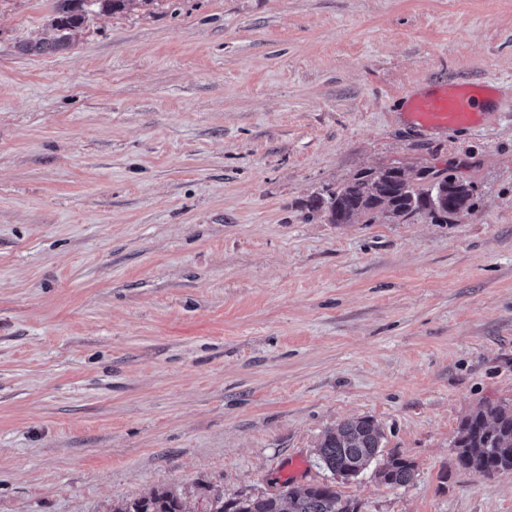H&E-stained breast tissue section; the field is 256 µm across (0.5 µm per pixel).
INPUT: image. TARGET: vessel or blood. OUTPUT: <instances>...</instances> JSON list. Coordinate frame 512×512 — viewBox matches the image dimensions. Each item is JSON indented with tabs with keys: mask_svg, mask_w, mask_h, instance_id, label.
Segmentation results:
<instances>
[{
	"mask_svg": "<svg viewBox=\"0 0 512 512\" xmlns=\"http://www.w3.org/2000/svg\"><path fill=\"white\" fill-rule=\"evenodd\" d=\"M493 90L488 81L444 82L435 89L410 96L409 117L425 128L476 130L497 110L491 102Z\"/></svg>",
	"mask_w": 512,
	"mask_h": 512,
	"instance_id": "obj_1",
	"label": "vessel or blood"
}]
</instances>
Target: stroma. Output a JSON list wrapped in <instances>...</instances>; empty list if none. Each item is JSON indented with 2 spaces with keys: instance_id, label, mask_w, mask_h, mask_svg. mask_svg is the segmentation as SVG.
<instances>
[{
  "instance_id": "1",
  "label": "stroma",
  "mask_w": 512,
  "mask_h": 512,
  "mask_svg": "<svg viewBox=\"0 0 512 512\" xmlns=\"http://www.w3.org/2000/svg\"><path fill=\"white\" fill-rule=\"evenodd\" d=\"M0 0V512H107L332 482L361 512H512L461 420L512 403V0H159L25 54ZM493 81L479 130L417 132L403 90ZM438 224H330L369 168H446ZM370 417L417 464L334 481ZM384 438L371 418L348 419L322 436L318 459L333 476L356 477L381 456ZM417 469V464L404 456L389 455L379 464L377 475L383 484L390 487H402L409 484Z\"/></svg>"
}]
</instances>
